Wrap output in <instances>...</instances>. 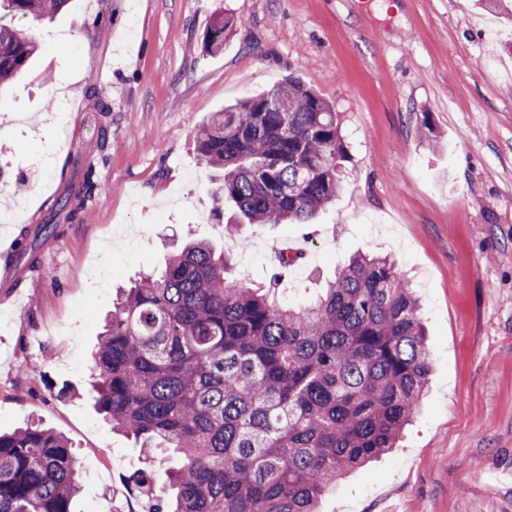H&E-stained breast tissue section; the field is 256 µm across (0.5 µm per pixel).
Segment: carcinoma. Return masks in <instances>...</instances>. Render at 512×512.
Listing matches in <instances>:
<instances>
[{"label": "carcinoma", "mask_w": 512, "mask_h": 512, "mask_svg": "<svg viewBox=\"0 0 512 512\" xmlns=\"http://www.w3.org/2000/svg\"><path fill=\"white\" fill-rule=\"evenodd\" d=\"M67 0H0L39 21ZM233 20L216 19L203 48L224 50ZM36 53L0 25V85ZM200 163L223 172L217 192L248 223L307 224L342 188L346 156L333 106L294 76L212 113L196 133ZM98 186L56 199L14 261L80 218ZM232 258L203 240L164 271L119 289L91 370L96 407L141 448L147 464L172 450L168 498L151 512H319L349 472L395 447L432 371L412 286L386 256L357 253L316 298L293 305L282 274L250 287ZM79 465L68 439L45 427L0 434V512H73Z\"/></svg>", "instance_id": "obj_1"}]
</instances>
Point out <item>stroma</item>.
<instances>
[{
	"label": "stroma",
	"mask_w": 512,
	"mask_h": 512,
	"mask_svg": "<svg viewBox=\"0 0 512 512\" xmlns=\"http://www.w3.org/2000/svg\"><path fill=\"white\" fill-rule=\"evenodd\" d=\"M219 17L235 27L210 55L202 42ZM0 24L37 46L0 88V108L29 121L0 137L12 234L34 229L88 163L99 179L81 219L17 269L19 287L0 278V433L36 421L69 439L74 512L151 508L128 481L142 456L94 408L90 361L116 288L161 271L189 236L233 255L256 287L296 250V304L357 252L390 256L415 284L433 359L423 407L320 512H512L511 14L481 0H68L52 18L4 12ZM290 75L335 107L343 188L314 223L243 224L242 253L194 136L210 113Z\"/></svg>",
	"instance_id": "obj_1"
}]
</instances>
